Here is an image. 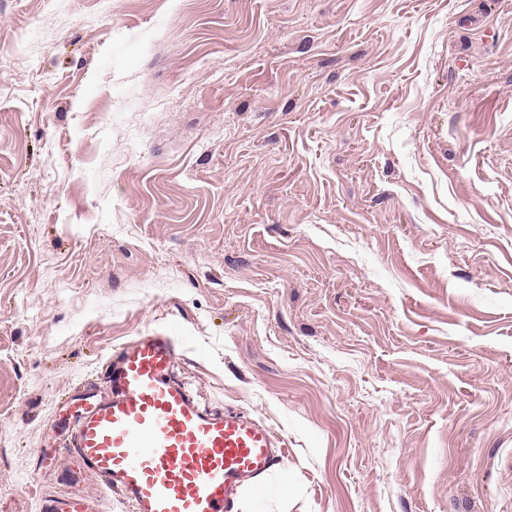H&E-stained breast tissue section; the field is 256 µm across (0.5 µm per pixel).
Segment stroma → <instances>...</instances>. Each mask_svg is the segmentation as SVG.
I'll return each mask as SVG.
<instances>
[{
    "mask_svg": "<svg viewBox=\"0 0 512 512\" xmlns=\"http://www.w3.org/2000/svg\"><path fill=\"white\" fill-rule=\"evenodd\" d=\"M285 440L237 512H512V0H0V512L112 349Z\"/></svg>",
    "mask_w": 512,
    "mask_h": 512,
    "instance_id": "1",
    "label": "stroma"
}]
</instances>
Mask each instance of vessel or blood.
<instances>
[{
	"label": "vessel or blood",
	"mask_w": 512,
	"mask_h": 512,
	"mask_svg": "<svg viewBox=\"0 0 512 512\" xmlns=\"http://www.w3.org/2000/svg\"><path fill=\"white\" fill-rule=\"evenodd\" d=\"M179 345L152 332L108 359L104 398H81L61 451L78 458L133 512H234L243 487L271 472L282 451L261 421L202 407L173 374ZM42 512H97L68 497Z\"/></svg>",
	"instance_id": "obj_1"
}]
</instances>
